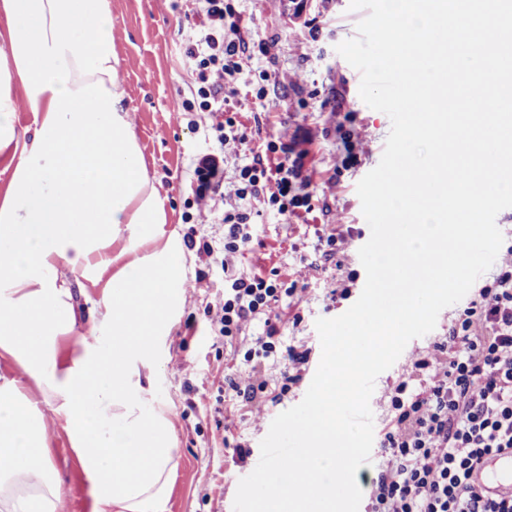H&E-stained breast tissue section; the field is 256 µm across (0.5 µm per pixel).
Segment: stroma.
Returning <instances> with one entry per match:
<instances>
[{"label": "stroma", "instance_id": "35a3bbf8", "mask_svg": "<svg viewBox=\"0 0 512 512\" xmlns=\"http://www.w3.org/2000/svg\"><path fill=\"white\" fill-rule=\"evenodd\" d=\"M235 7L246 36L271 42L272 48L268 56L252 60L254 78L240 86L232 110L247 127H259L262 138L305 151L303 173L315 206L301 216L265 213L259 245L235 259L241 271H274L279 281L304 290L303 303L282 307L281 313L285 342L310 348V360L301 380L258 418L225 387L243 359L225 351L207 312L224 290L221 266L188 245L189 239L204 238L218 248L224 239L223 225L200 222L189 172L191 159L215 143L174 118L194 87L185 55L189 5L187 0L177 8L172 0H111L125 105L166 221L122 225L110 250L118 252L132 235L143 241L142 256L169 236L179 239L174 253L179 275L170 285L178 289L180 305L168 335L156 343L145 405L149 412L164 410L174 424L178 466L168 512H233L238 482L257 465L271 422L303 399L321 358L316 320L343 314L362 292L366 273L358 245L368 241L370 228L356 188L378 165L391 129L388 115L362 101L359 71L335 50L356 37L365 16L351 9L350 0H237ZM260 85L266 89L262 100L255 97ZM334 226L351 243L348 256L341 268L313 271L309 263ZM56 275L72 290L78 325L88 324L90 311L104 302L103 284L65 265ZM334 288L347 289V296L330 298ZM49 437L66 489L59 512H91L88 483L64 431L51 427ZM229 437L249 446L246 460L232 458L224 446Z\"/></svg>", "mask_w": 512, "mask_h": 512}]
</instances>
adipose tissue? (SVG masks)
I'll return each instance as SVG.
<instances>
[{
	"label": "adipose tissue",
	"mask_w": 512,
	"mask_h": 512,
	"mask_svg": "<svg viewBox=\"0 0 512 512\" xmlns=\"http://www.w3.org/2000/svg\"><path fill=\"white\" fill-rule=\"evenodd\" d=\"M110 0H0V512H59L64 482L45 413L89 483L91 512H167L177 450L164 411L146 413L153 351L178 303L168 239L152 255L105 249L125 224H162L119 77ZM26 104L38 122L17 132ZM106 279L109 354L72 340L59 265ZM75 348H68V341Z\"/></svg>",
	"instance_id": "obj_1"
}]
</instances>
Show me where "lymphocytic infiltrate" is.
<instances>
[{
    "label": "lymphocytic infiltrate",
    "instance_id": "f902f5d3",
    "mask_svg": "<svg viewBox=\"0 0 512 512\" xmlns=\"http://www.w3.org/2000/svg\"><path fill=\"white\" fill-rule=\"evenodd\" d=\"M197 22L186 34V56L195 87L186 112L206 116L204 130L218 143H247V126L225 114L243 66L266 55V42H251L240 29L234 0H189ZM275 141L251 150L237 168L236 206L217 212L224 182V155L193 162L196 203L224 226V255L246 250L265 208L281 215L312 212L301 158H289ZM224 293L214 323L225 343H234L252 324L260 331L229 386L251 413L278 401L301 378L310 349L285 345L276 308L294 289L259 273L224 267ZM282 363L279 378L266 375L267 360ZM382 463L372 480V512H512V494L490 493L472 473L486 460L512 452V247L475 299L458 313L432 347L411 355L401 378L385 395Z\"/></svg>",
    "mask_w": 512,
    "mask_h": 512
}]
</instances>
